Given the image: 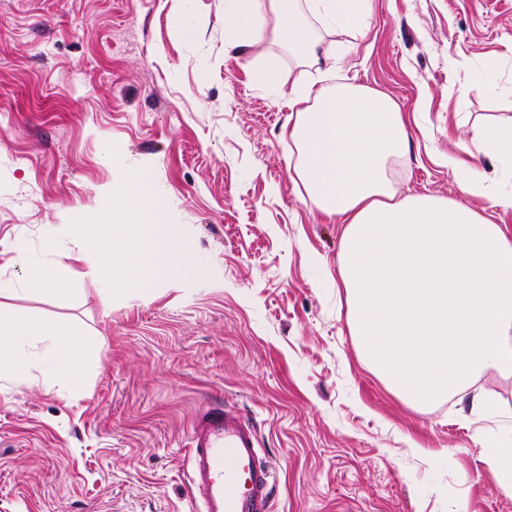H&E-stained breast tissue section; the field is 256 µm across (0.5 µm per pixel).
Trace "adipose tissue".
Returning <instances> with one entry per match:
<instances>
[{
  "mask_svg": "<svg viewBox=\"0 0 512 512\" xmlns=\"http://www.w3.org/2000/svg\"><path fill=\"white\" fill-rule=\"evenodd\" d=\"M224 31L233 47L273 41L318 69L335 56L320 30L364 31L372 0H231ZM293 166L308 200L343 226L340 274L358 347L412 406L444 401L485 371L512 376V235L471 207L433 196L397 197L391 164L409 131L388 96L349 83L305 88L291 98ZM468 147L512 179V120L474 128ZM141 180L112 194L96 224L77 227L92 281L114 288L144 281L147 255L178 279L194 267L171 229L155 232ZM87 341L38 315H0V380L33 368L72 386L84 376Z\"/></svg>",
  "mask_w": 512,
  "mask_h": 512,
  "instance_id": "obj_1",
  "label": "adipose tissue"
}]
</instances>
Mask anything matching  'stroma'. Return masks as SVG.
Listing matches in <instances>:
<instances>
[{"label": "stroma", "mask_w": 512, "mask_h": 512, "mask_svg": "<svg viewBox=\"0 0 512 512\" xmlns=\"http://www.w3.org/2000/svg\"><path fill=\"white\" fill-rule=\"evenodd\" d=\"M225 0H0V312L71 323L95 345L84 383L0 380V512H190L189 428L236 407L276 476L273 512H512L488 463L512 446V377L426 410L364 361L337 295L343 227L288 165V92L316 80L277 43L224 36ZM326 83L405 114L398 196L457 200L512 233V211L463 193L475 125L512 116V0H372ZM496 88L461 95L485 65ZM276 67L282 88L257 79ZM456 167H449V160ZM141 179L197 268L105 291L75 261L76 224ZM63 263L70 289L21 291L18 255ZM496 417L476 420L473 395ZM483 438H476V431Z\"/></svg>", "instance_id": "stroma-1"}]
</instances>
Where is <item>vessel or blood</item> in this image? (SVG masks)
Returning a JSON list of instances; mask_svg holds the SVG:
<instances>
[{"instance_id":"vessel-or-blood-1","label":"vessel or blood","mask_w":512,"mask_h":512,"mask_svg":"<svg viewBox=\"0 0 512 512\" xmlns=\"http://www.w3.org/2000/svg\"><path fill=\"white\" fill-rule=\"evenodd\" d=\"M252 423L236 410L201 412L190 432V500L199 512H271L274 476Z\"/></svg>"}]
</instances>
